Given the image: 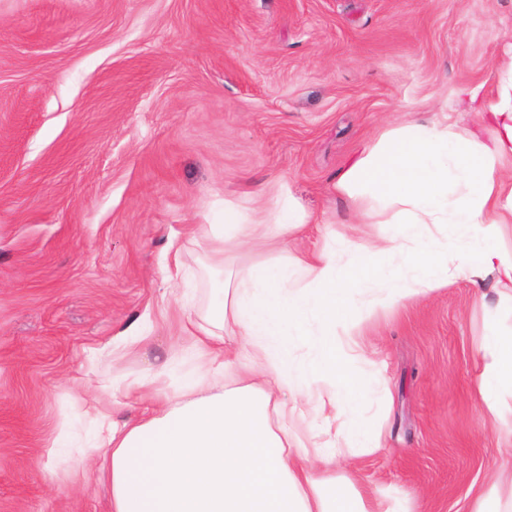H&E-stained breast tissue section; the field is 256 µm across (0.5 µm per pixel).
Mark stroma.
<instances>
[{
  "mask_svg": "<svg viewBox=\"0 0 512 512\" xmlns=\"http://www.w3.org/2000/svg\"><path fill=\"white\" fill-rule=\"evenodd\" d=\"M511 69L512 0H0V512H111L99 468L47 451L66 417L91 439L78 401L131 422L132 387L208 364L183 327L222 277L190 225L285 191L318 223L291 250H316L353 219L336 181L367 143L488 138L457 92ZM500 301L489 273L364 325L386 447L354 459L361 488L467 512L512 469V400L496 432L475 399Z\"/></svg>",
  "mask_w": 512,
  "mask_h": 512,
  "instance_id": "1",
  "label": "stroma"
}]
</instances>
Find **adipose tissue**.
<instances>
[{"mask_svg":"<svg viewBox=\"0 0 512 512\" xmlns=\"http://www.w3.org/2000/svg\"><path fill=\"white\" fill-rule=\"evenodd\" d=\"M481 108L492 131L486 141L416 122L366 146L336 183L355 211L348 232L287 263L247 266L186 327L195 345L212 348L210 367L186 381L179 399L155 400L134 423L103 416L94 447L71 465L105 458L112 512H412L397 490L367 498L341 471L384 447L381 430L362 420L373 389L355 365L362 328L380 315L490 272L512 288V251L497 244L512 225V180L498 175L512 158V78ZM376 215L394 228L380 244L357 233ZM308 221L283 195L256 214L225 206L213 257L228 266L244 248L287 251ZM433 225L450 227V240L435 239ZM484 348L492 361L478 395L493 427L512 397V335L488 336ZM228 371L249 384L225 389ZM310 408L324 418L323 432L289 434V417Z\"/></svg>","mask_w":512,"mask_h":512,"instance_id":"adipose-tissue-1","label":"adipose tissue"}]
</instances>
